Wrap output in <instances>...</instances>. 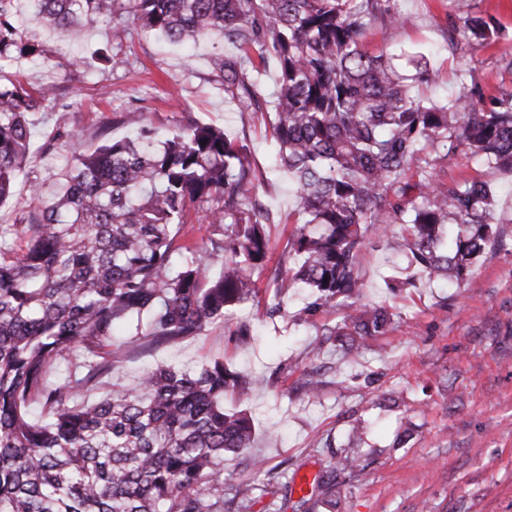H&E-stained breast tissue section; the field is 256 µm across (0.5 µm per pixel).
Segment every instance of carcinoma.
Here are the masks:
<instances>
[{
  "mask_svg": "<svg viewBox=\"0 0 512 512\" xmlns=\"http://www.w3.org/2000/svg\"><path fill=\"white\" fill-rule=\"evenodd\" d=\"M397 0H0L2 62L48 57L26 37L28 10L61 36L80 37L102 19L119 35L134 25L171 43L217 34L239 53L212 60L239 111L262 109L261 71L276 67L271 101L279 168L296 190L299 222L288 238L293 282L309 292L298 321L340 308L322 335L358 357L393 314L360 301L361 259L376 233L403 230L406 269L460 284L490 247L496 197L479 179L443 180L436 162L463 152L512 174V84L485 96L472 68L443 101L411 93L382 54L365 49L371 25L394 24ZM475 0H448V44L468 53L506 40ZM50 101L20 80L0 83V205L13 194L30 138L29 115ZM121 121L136 137L107 141L74 158L39 213L21 215L25 247L0 249V512H250L262 485L230 483L224 461L250 448L254 424L224 409L248 400L257 381L214 359L185 370L160 366L137 387L84 400L112 371L116 329L148 351L201 335L255 300V272L270 260L269 210L246 195L261 186L247 144L189 121L158 138L141 112ZM205 209L220 237L196 241L186 226ZM224 267L210 271V258ZM61 368L65 377L51 380ZM316 475L310 494L275 512H336V474L353 472V444Z\"/></svg>",
  "mask_w": 512,
  "mask_h": 512,
  "instance_id": "obj_1",
  "label": "carcinoma"
}]
</instances>
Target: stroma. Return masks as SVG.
Here are the masks:
<instances>
[{"mask_svg":"<svg viewBox=\"0 0 512 512\" xmlns=\"http://www.w3.org/2000/svg\"><path fill=\"white\" fill-rule=\"evenodd\" d=\"M447 10L446 0H398V24H373L365 43L375 54L422 52L438 82L418 86V93L452 94L463 61L447 47ZM25 23L50 63L21 58L9 72L33 87H53L55 96L30 116V151L13 196L0 207V224L39 207L32 183L40 184L41 198L51 197L75 153L130 136L120 122L129 111L144 113L163 133L193 119L246 141L265 180L256 198L279 217L268 227L273 253L257 282V301L173 347L131 354L115 344L112 373L89 399L160 365L195 368L220 359L258 381L247 402L224 399L226 409L245 407L255 425L252 447L224 469L228 480L253 479L249 460L256 457L280 472L278 494L299 499L305 479L317 475L361 424V466L346 476L336 512H420L424 506L430 512H512V250L488 251L461 287L439 288L421 278L394 293L386 281L405 257L386 239L371 238L361 260L362 299L390 306L395 318L359 359L338 355L321 331L339 323L341 311L327 309L311 324H298L306 302L298 288L283 296L286 313L272 317L264 308L279 285V269L291 264L286 244L298 202L287 178L272 168L269 115L239 111L213 69L214 55L232 52V45L214 35L187 47L135 27L116 38L105 23L64 43L33 16ZM100 48L111 50L114 64L93 61ZM506 53L512 54V40L473 50L474 76L486 93L498 92ZM61 127L78 131V142L55 139ZM437 171L444 179L492 184L496 230L512 239V175L461 155L439 162ZM312 380L320 385L314 397L308 393ZM406 430L408 442L396 447Z\"/></svg>","mask_w":512,"mask_h":512,"instance_id":"1","label":"stroma"}]
</instances>
